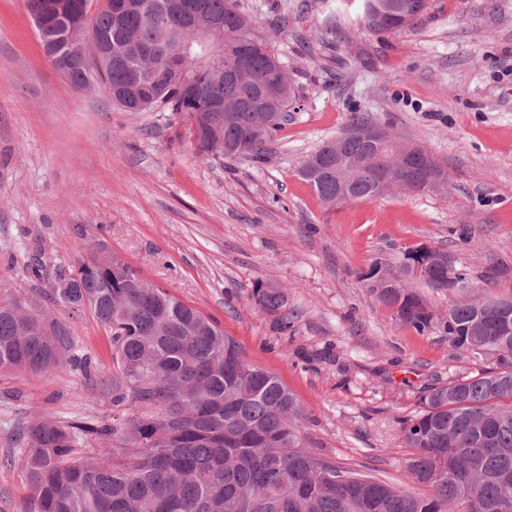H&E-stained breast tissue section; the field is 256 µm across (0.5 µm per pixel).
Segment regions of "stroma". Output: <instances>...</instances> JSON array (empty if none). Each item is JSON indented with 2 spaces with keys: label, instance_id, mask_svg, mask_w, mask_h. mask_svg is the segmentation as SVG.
<instances>
[{
  "label": "stroma",
  "instance_id": "1",
  "mask_svg": "<svg viewBox=\"0 0 512 512\" xmlns=\"http://www.w3.org/2000/svg\"><path fill=\"white\" fill-rule=\"evenodd\" d=\"M240 4L297 88L261 163L198 154L163 108L127 112L104 87L74 89L46 61L25 0H0V285L34 292L33 259L68 269L105 242L282 381L317 455L401 481V420L428 387L480 365L402 323L363 274L401 272L427 244L473 277L501 270L468 296L512 297V0H428L402 32L361 29L352 6L327 27L336 0ZM355 112L424 145L446 188L322 202L298 163ZM261 282L284 288L278 313L257 304ZM53 315L91 368L0 370V512H23L32 494L18 427L112 416L108 334L91 314Z\"/></svg>",
  "mask_w": 512,
  "mask_h": 512
}]
</instances>
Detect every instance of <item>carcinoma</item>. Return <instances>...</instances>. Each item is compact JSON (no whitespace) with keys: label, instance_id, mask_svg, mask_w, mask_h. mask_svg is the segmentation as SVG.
<instances>
[{"label":"carcinoma","instance_id":"cac0c4a2","mask_svg":"<svg viewBox=\"0 0 512 512\" xmlns=\"http://www.w3.org/2000/svg\"><path fill=\"white\" fill-rule=\"evenodd\" d=\"M86 0H26L44 23L60 4L79 37ZM102 0L94 29L112 38V62L88 53L86 68L66 80L78 90L116 88L134 71L156 72L148 100L179 114L202 155H247L261 161L279 121L259 135L263 111L284 116L296 98L294 83L238 0H196L199 20L224 18V44L242 56L249 78L224 70L202 73L211 101L199 102L177 83L184 61L174 54L179 26H157L153 16L169 0H139L120 20ZM369 30L375 6L380 28L403 31L417 18L398 17L400 0H360ZM342 155L358 161L350 200L376 197L379 171L393 157L359 140L340 137ZM329 139L300 161V178L325 203H336V173L323 170ZM71 271L37 261L28 270L49 287L35 295L0 293V369L45 371L74 364L78 356L68 324L52 316L61 304L90 312L112 342V421L62 424L39 418L19 434L20 455L32 495L24 512H512V300L482 296L448 304V320L433 316L410 285L389 288L366 274L379 301L399 307L400 319L423 335L440 330L448 346L485 362L474 375L448 379L421 397L422 408L401 422L405 480L391 484L327 461L308 448L302 406L274 374L249 363L240 345L217 322L117 262L107 244L90 249ZM422 284L454 294L448 270L430 268ZM256 301L275 313L286 305L281 290L259 284Z\"/></svg>","mask_w":512,"mask_h":512}]
</instances>
